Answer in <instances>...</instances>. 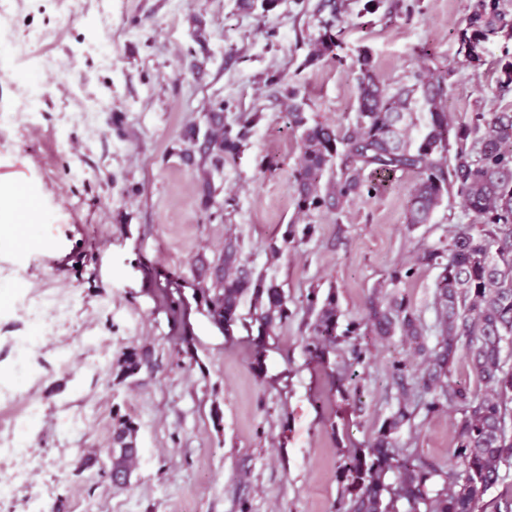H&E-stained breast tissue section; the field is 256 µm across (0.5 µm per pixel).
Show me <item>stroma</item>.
Returning a JSON list of instances; mask_svg holds the SVG:
<instances>
[{"label":"stroma","mask_w":512,"mask_h":512,"mask_svg":"<svg viewBox=\"0 0 512 512\" xmlns=\"http://www.w3.org/2000/svg\"><path fill=\"white\" fill-rule=\"evenodd\" d=\"M324 2L276 0L266 12L243 0H17L0 39V182L26 187L30 204L0 203V394L33 415L13 432L31 451L27 473L0 457V512H335L339 461L372 443L396 405L393 364L415 356L402 337L363 328L314 358L308 297L335 293L340 325L361 320L378 282L469 218L453 196L431 223L407 226L410 172L342 214L303 216L291 187L300 132L282 90H298L310 121L346 133L365 52L392 87L428 65L452 70L456 121L512 113L498 70L512 60V26L488 33L470 63L462 37L479 0H381L371 11L337 0L336 18ZM327 33L333 53L309 62ZM23 41L37 57L19 64ZM218 108L228 124L256 119L207 198L184 134ZM291 226L300 236L289 243ZM63 238L74 266L59 275L36 254ZM230 241L242 269L284 289L276 328L259 326L247 296L233 323L213 318L205 289ZM413 270L398 292L432 347L438 271ZM34 292L58 302L53 336L18 308ZM19 336L35 372L16 367ZM131 351L145 364L129 377L119 364ZM457 417L416 410L397 445L448 469ZM120 418L138 450L122 489L105 474Z\"/></svg>","instance_id":"1"}]
</instances>
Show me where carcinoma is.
<instances>
[{"label": "carcinoma", "mask_w": 512, "mask_h": 512, "mask_svg": "<svg viewBox=\"0 0 512 512\" xmlns=\"http://www.w3.org/2000/svg\"><path fill=\"white\" fill-rule=\"evenodd\" d=\"M498 0L480 3L468 18L463 42H480L488 31L504 24ZM358 112L355 127L339 135L327 123H309L288 89L285 100L290 123L301 130V156L293 172L297 208L308 215L323 207L340 213L351 198L379 191L383 178L412 172L417 180L408 196L405 224L431 223L433 214L452 191L462 199L472 222L423 247L415 265L439 270L436 310L441 341L433 348L424 341L421 316L396 288L413 268L393 272L374 289L367 305V324L378 336H404L423 356L418 380L408 381L413 363L394 366L397 405L384 421L370 448L354 453L338 466L348 499L337 512H484L481 496L498 480L502 463L512 459V113L475 112L469 122L455 125L444 107L447 74H414V82L389 90L375 74L366 52L356 60ZM430 120L416 139L413 126L416 104ZM256 115H241L236 126L224 125V113L212 112L203 135L207 143L201 160L219 171L224 160L239 154ZM339 170H334L336 160ZM237 248L224 249V273L207 289L213 317L231 322L241 299L249 295L259 310L260 326L271 329L288 318L287 297L278 284L252 278L235 266ZM316 311L307 350L323 359L339 344L336 296L323 302L308 299ZM477 381L481 397L451 380L458 348ZM456 407L455 463L461 470L444 473L421 458L397 447L394 434L414 418L420 403L427 412ZM137 456L133 427L118 421L113 430L109 461L112 470L128 474Z\"/></svg>", "instance_id": "cac0c4a2"}]
</instances>
